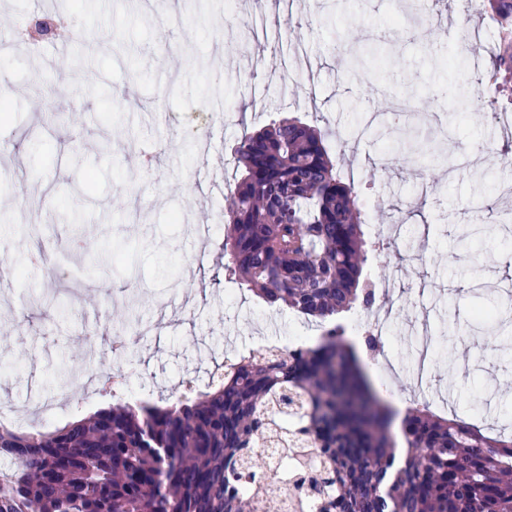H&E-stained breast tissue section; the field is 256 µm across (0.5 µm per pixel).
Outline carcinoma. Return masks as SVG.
Returning a JSON list of instances; mask_svg holds the SVG:
<instances>
[{"instance_id": "obj_1", "label": "carcinoma", "mask_w": 512, "mask_h": 512, "mask_svg": "<svg viewBox=\"0 0 512 512\" xmlns=\"http://www.w3.org/2000/svg\"><path fill=\"white\" fill-rule=\"evenodd\" d=\"M488 3L489 79L512 85V0ZM327 133L285 117L239 139L226 196L225 277L326 328L324 343L232 363L171 404L118 401L53 432L0 425V512H512V435L413 403L405 461L341 319L369 307L367 211ZM316 460H311L309 444ZM294 462L271 489L259 445Z\"/></svg>"}]
</instances>
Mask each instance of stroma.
Masks as SVG:
<instances>
[{
	"instance_id": "1",
	"label": "stroma",
	"mask_w": 512,
	"mask_h": 512,
	"mask_svg": "<svg viewBox=\"0 0 512 512\" xmlns=\"http://www.w3.org/2000/svg\"><path fill=\"white\" fill-rule=\"evenodd\" d=\"M85 0L52 39L24 22L55 0H0L14 33L0 49L12 118L0 124V253L22 271L0 283V405L54 428L108 406L85 386L88 359L161 403L183 378L223 362L227 344L314 322L270 309L224 277V196L239 172L232 148L278 115L312 113L372 216L375 237L400 220L403 258L368 254L366 270L396 318L385 346L412 391L417 330L463 344L459 361L432 355L423 391L433 411L485 427L512 424V403L486 390L512 374L499 320L472 311L505 287L476 291L484 271L512 259V125H495L481 81L494 26L465 0ZM412 108L398 114L402 98ZM481 148L470 169L467 149ZM478 228L461 243L464 227ZM77 271L56 275L55 262ZM141 340L112 356L117 329ZM475 360L460 372L459 363Z\"/></svg>"
}]
</instances>
